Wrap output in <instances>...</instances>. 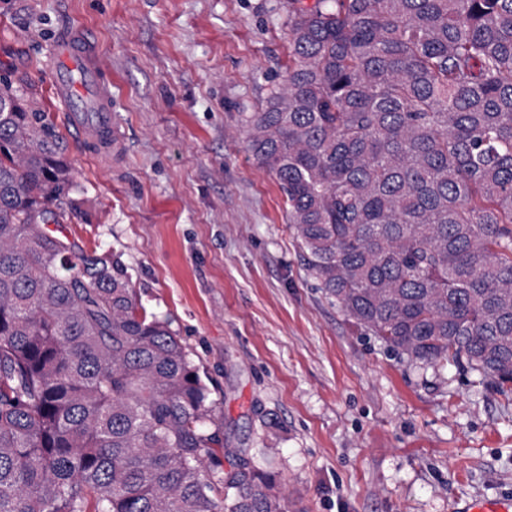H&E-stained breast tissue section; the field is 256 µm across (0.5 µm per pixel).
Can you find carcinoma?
Returning <instances> with one entry per match:
<instances>
[{
  "mask_svg": "<svg viewBox=\"0 0 512 512\" xmlns=\"http://www.w3.org/2000/svg\"><path fill=\"white\" fill-rule=\"evenodd\" d=\"M245 140L311 274L388 349L512 385V0H289ZM58 132L0 78V512H284L117 256L47 230ZM224 496L211 495L214 485Z\"/></svg>",
  "mask_w": 512,
  "mask_h": 512,
  "instance_id": "cac0c4a2",
  "label": "carcinoma"
}]
</instances>
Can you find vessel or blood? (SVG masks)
<instances>
[{"instance_id": "1", "label": "vessel or blood", "mask_w": 512, "mask_h": 512, "mask_svg": "<svg viewBox=\"0 0 512 512\" xmlns=\"http://www.w3.org/2000/svg\"><path fill=\"white\" fill-rule=\"evenodd\" d=\"M50 81L87 152L111 161L119 148L112 95L102 80L99 57L82 34L70 32L56 41Z\"/></svg>"}]
</instances>
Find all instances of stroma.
<instances>
[{"mask_svg": "<svg viewBox=\"0 0 512 512\" xmlns=\"http://www.w3.org/2000/svg\"><path fill=\"white\" fill-rule=\"evenodd\" d=\"M288 0H0V77L63 139L78 210L56 235L119 255L208 387L225 447L287 512H451L512 500V391L389 350L310 276L246 113L288 64ZM99 53L123 154L65 128L49 48Z\"/></svg>", "mask_w": 512, "mask_h": 512, "instance_id": "35a3bbf8", "label": "stroma"}]
</instances>
